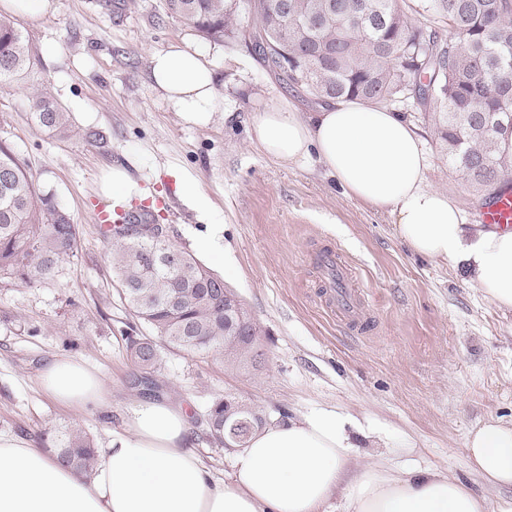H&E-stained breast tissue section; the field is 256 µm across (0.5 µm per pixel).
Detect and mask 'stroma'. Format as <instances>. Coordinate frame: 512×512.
I'll return each mask as SVG.
<instances>
[{
  "label": "stroma",
  "mask_w": 512,
  "mask_h": 512,
  "mask_svg": "<svg viewBox=\"0 0 512 512\" xmlns=\"http://www.w3.org/2000/svg\"><path fill=\"white\" fill-rule=\"evenodd\" d=\"M53 14L14 21L39 54L34 69L0 89V145L24 163L80 224L78 250L48 281L0 280V436L38 445L44 430L83 427L105 448L141 398L124 334H144L121 300L109 245L93 221L111 202L112 170L127 169L138 187L129 205L153 207L171 239L192 251L207 220L223 224V260L204 263L243 300L258 324L260 369H236L221 355L165 352L154 373L156 395L185 404L192 446L216 477L233 470L234 451L210 443L203 415L224 396L258 407L268 422L300 419L316 409L349 417L359 461L401 470L452 471L472 489L497 497L467 459L470 433L493 418H512V310H501L463 270L413 253L389 213L348 197L323 167L284 168L253 143L251 121L278 94L300 112L320 103L286 88L248 44L203 39L165 14L163 0H54ZM180 43L200 50L220 97L211 121H184L154 86L152 52ZM48 88L72 112L76 135L58 139L29 120L30 93ZM390 110L415 126L429 157L426 185L471 220L479 194L450 167L435 127L402 102ZM86 129L107 134L103 144ZM192 175L210 219L180 198ZM333 248L360 279L373 318L361 334L324 308L329 281L317 258ZM69 355L94 368L112 389L105 408L66 409L43 391L39 376Z\"/></svg>",
  "instance_id": "35a3bbf8"
}]
</instances>
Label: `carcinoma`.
Masks as SVG:
<instances>
[{"mask_svg": "<svg viewBox=\"0 0 512 512\" xmlns=\"http://www.w3.org/2000/svg\"><path fill=\"white\" fill-rule=\"evenodd\" d=\"M165 0L166 13L191 23L208 40L255 32L252 46L288 87L325 101L410 102L433 119L448 164L485 197L507 186L512 173V0H418L448 27L414 26L407 0ZM249 24L240 26V16ZM38 62L29 39L0 15V87ZM30 119L53 137L74 133L71 113L47 91L31 96ZM118 292L150 335L127 337L130 357L145 374L144 393L156 384L163 352L224 355L231 366L265 361L259 328L242 308L224 311L207 289L224 281L176 246L165 224H111L103 231ZM80 225L50 192L35 184L20 159L0 146V277L20 283L48 280L72 256ZM255 407L232 397L215 399L206 414L209 438L242 448L265 425ZM43 440L58 459L82 473L95 463L92 439L78 426L47 430Z\"/></svg>", "mask_w": 512, "mask_h": 512, "instance_id": "cac0c4a2", "label": "carcinoma"}]
</instances>
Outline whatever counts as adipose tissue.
Masks as SVG:
<instances>
[{
    "label": "adipose tissue",
    "instance_id": "1",
    "mask_svg": "<svg viewBox=\"0 0 512 512\" xmlns=\"http://www.w3.org/2000/svg\"><path fill=\"white\" fill-rule=\"evenodd\" d=\"M155 86L185 121L208 123L217 105L203 57L173 43L149 58ZM253 141L284 167L320 164L344 193L389 211L414 252L452 261L498 308L512 309V232L470 230L453 200L426 185L428 157L412 123L382 106L337 99L298 112L270 97L252 121ZM40 384L58 404L109 406L112 392L83 361L58 357ZM346 418L318 409L263 428L238 449L227 480L192 449L184 405L134 402L124 431L98 449L91 475L19 438L0 437V512H321L341 494L347 512H512V498L475 494L456 475L399 473L380 462L354 465ZM470 469L492 487L512 486V421L471 432Z\"/></svg>",
    "mask_w": 512,
    "mask_h": 512
}]
</instances>
